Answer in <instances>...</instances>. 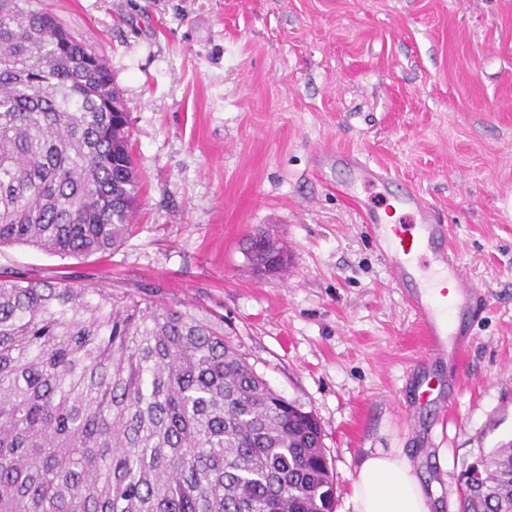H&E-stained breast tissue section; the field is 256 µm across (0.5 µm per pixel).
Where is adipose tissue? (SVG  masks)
<instances>
[{
	"label": "adipose tissue",
	"mask_w": 512,
	"mask_h": 512,
	"mask_svg": "<svg viewBox=\"0 0 512 512\" xmlns=\"http://www.w3.org/2000/svg\"><path fill=\"white\" fill-rule=\"evenodd\" d=\"M348 507L350 512H431L432 500L401 451L378 448L361 461Z\"/></svg>",
	"instance_id": "adipose-tissue-1"
}]
</instances>
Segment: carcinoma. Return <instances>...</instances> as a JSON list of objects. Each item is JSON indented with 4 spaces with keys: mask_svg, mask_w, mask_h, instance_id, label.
<instances>
[{
    "mask_svg": "<svg viewBox=\"0 0 512 512\" xmlns=\"http://www.w3.org/2000/svg\"><path fill=\"white\" fill-rule=\"evenodd\" d=\"M141 176L103 59L36 0H0V246L104 255ZM246 240L251 267L265 257ZM322 428L204 320L0 272V512H333ZM461 512H512V445Z\"/></svg>",
    "mask_w": 512,
    "mask_h": 512,
    "instance_id": "obj_1",
    "label": "carcinoma"
}]
</instances>
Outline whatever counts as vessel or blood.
<instances>
[{"label": "vessel or blood", "mask_w": 512, "mask_h": 512, "mask_svg": "<svg viewBox=\"0 0 512 512\" xmlns=\"http://www.w3.org/2000/svg\"><path fill=\"white\" fill-rule=\"evenodd\" d=\"M353 180L379 188L381 203L355 205L378 244L396 286H413L411 303L437 357L459 360L466 343L464 324L482 294L467 280L460 264L442 242L450 229L417 188L390 194L391 177L352 154L343 155Z\"/></svg>", "instance_id": "vessel-or-blood-1"}]
</instances>
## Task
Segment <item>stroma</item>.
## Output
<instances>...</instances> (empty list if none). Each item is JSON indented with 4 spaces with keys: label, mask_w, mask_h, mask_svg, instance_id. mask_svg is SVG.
Masks as SVG:
<instances>
[{
    "label": "stroma",
    "mask_w": 512,
    "mask_h": 512,
    "mask_svg": "<svg viewBox=\"0 0 512 512\" xmlns=\"http://www.w3.org/2000/svg\"><path fill=\"white\" fill-rule=\"evenodd\" d=\"M105 54L142 176L110 255L1 246L0 269L174 303L212 320L277 393L313 412L336 483L402 449L441 512L512 441V0H40ZM349 151L416 186L484 300L456 367L427 352L362 215L314 154ZM263 230L288 249L257 276ZM454 376L416 405L422 373ZM256 237L266 238L268 240V242L271 244L272 249L275 250L278 254H280V256L283 258L281 263H279L271 271V274L279 273L280 271H283L285 269V266H286L287 260H288L287 254L280 246H278L276 244V242L273 239H271V237L265 231H262V230H258L254 234L250 235L245 243L244 251L246 253V257H247L253 271L255 272L256 265L263 263V261L265 260V257L260 252H258L254 249L253 242ZM253 258H255V259H253Z\"/></svg>",
    "instance_id": "stroma-1"
}]
</instances>
